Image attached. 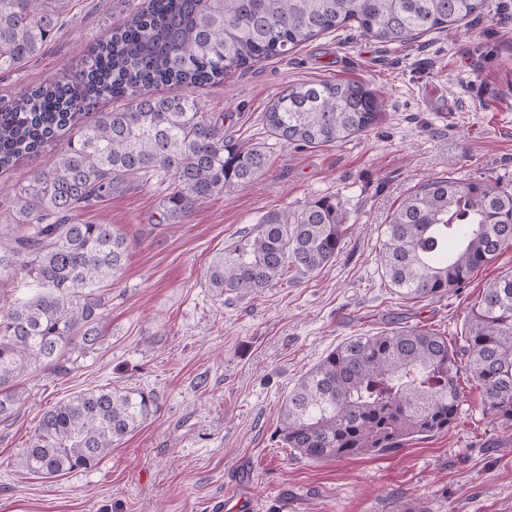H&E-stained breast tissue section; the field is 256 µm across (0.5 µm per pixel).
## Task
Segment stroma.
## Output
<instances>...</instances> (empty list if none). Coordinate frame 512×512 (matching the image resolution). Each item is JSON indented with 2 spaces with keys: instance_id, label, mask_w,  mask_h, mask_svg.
<instances>
[{
  "instance_id": "35a3bbf8",
  "label": "stroma",
  "mask_w": 512,
  "mask_h": 512,
  "mask_svg": "<svg viewBox=\"0 0 512 512\" xmlns=\"http://www.w3.org/2000/svg\"><path fill=\"white\" fill-rule=\"evenodd\" d=\"M143 2L69 0L42 55L0 74V98L77 77L81 49ZM336 80L379 95L374 128L337 145H274L256 185L212 197L181 224L165 219L153 181L124 180L78 208L81 222L123 233L128 258L101 288L97 343L66 351L67 375L37 364L18 377L24 400L0 421V512H211L213 501L246 492L260 512H390L401 492L431 512H512V426L485 414L482 389L466 371L449 430L400 451L317 462L278 437L295 382L345 340L394 321L459 345L471 305L512 270L511 247L465 288L408 301L385 284L376 261L388 215L423 181L490 179L512 192V0H486L459 30L404 45L353 27L329 31L195 96L205 111L223 113L234 138L256 143L278 92ZM58 152L53 145L0 170V225L13 220L14 188L32 170L51 168ZM323 197L348 216L343 248L324 268L256 295L213 293L211 262L241 232ZM101 386L155 391L158 410L92 468L43 478L19 467L43 412Z\"/></svg>"
}]
</instances>
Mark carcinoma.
Instances as JSON below:
<instances>
[{
    "mask_svg": "<svg viewBox=\"0 0 512 512\" xmlns=\"http://www.w3.org/2000/svg\"><path fill=\"white\" fill-rule=\"evenodd\" d=\"M66 0H0V72L38 56L61 31ZM484 0H148L112 27L84 59L76 81L59 80L0 101V169L77 129L54 167L30 173L14 194L15 234L0 244V272L21 266L31 293L0 315V418L23 401L15 379L40 363L61 373L67 348L100 336L107 301L99 292L127 258L111 224L74 213L128 178L170 180L166 219L254 184L267 166L263 143L224 132V113L205 112L191 89L261 59L285 57L330 30L354 27L389 45L446 31L481 14ZM160 85L182 93L157 95ZM128 106L81 121L99 98ZM382 103L359 81L290 85L262 113L267 138L321 147L376 126ZM347 214L334 199L301 212L274 211L243 232L208 270L219 296L261 292L290 276H310L340 252ZM512 245V193L488 180L437 177L403 198L384 224L378 262L406 299L465 287ZM483 389L484 411L512 425V273L488 283L467 316L463 345L418 326L355 336L299 380L284 405V447L312 461L382 455L415 437L444 432L461 402L457 357ZM149 392L110 386L80 392L42 416L21 467L54 477L98 464L156 410ZM391 512H429L416 497Z\"/></svg>",
    "mask_w": 512,
    "mask_h": 512,
    "instance_id": "1",
    "label": "carcinoma"
}]
</instances>
